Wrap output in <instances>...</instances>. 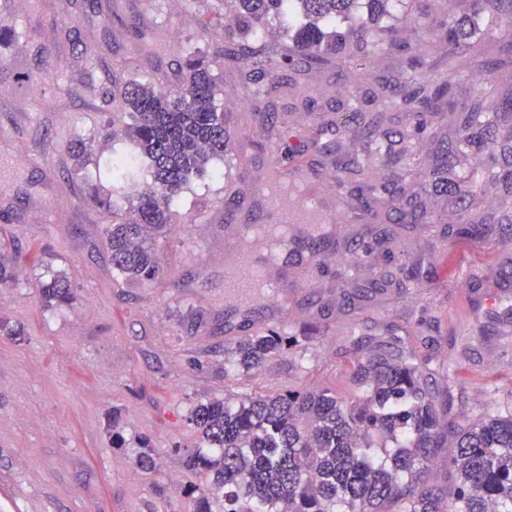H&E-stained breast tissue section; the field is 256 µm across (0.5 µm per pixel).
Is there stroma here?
<instances>
[{
    "label": "stroma",
    "instance_id": "obj_1",
    "mask_svg": "<svg viewBox=\"0 0 512 512\" xmlns=\"http://www.w3.org/2000/svg\"><path fill=\"white\" fill-rule=\"evenodd\" d=\"M440 0H390V11L409 16L394 44L379 52L375 67L358 73L345 65L282 70L271 98L255 95L240 81L237 64L226 62L211 42L225 26L222 0H0V237L11 281L0 284V512H25L41 498L45 512H192L184 493L193 476L186 449L198 446L189 410L208 398L274 393L288 385L320 386L353 396L347 364L353 354L346 336L390 338L394 347L438 363L465 351L455 383L444 373L428 378L434 396L452 387L448 410L456 420L496 414L512 407V295L499 289L512 272V245L493 248L457 240L444 249L442 224H389L385 231L399 264L413 272L409 290L389 283L383 266L362 264L345 275L353 253L345 244L366 236L363 223L340 225L320 247L305 236L294 243L307 251L306 264L288 266L294 292L289 309L296 321L284 331L307 334L303 346L241 372L224 366V351L250 335L239 309L224 296V208L241 223L275 225L277 215L249 189L267 173L273 150L311 152L309 132L337 143V161H360L364 175L342 190L349 210L364 202L444 213L439 161L459 114L443 108L432 134L409 136L404 113L389 103L410 75L408 49L435 74L447 71L446 41L436 24H415L438 13ZM457 16H474V43L483 51V74L460 73L453 81L457 102L469 101L478 83L501 127L512 129V67L501 60L512 40V17L475 11L455 0ZM212 52L231 137L206 175L172 204L173 226L157 242L160 274L133 288L113 276L106 218L85 199L94 183L110 187L108 163L129 144L109 140L112 130V65L131 61L164 85L180 81L178 63L188 50ZM353 85L374 97L386 118L374 136L336 137L339 110L348 108L340 89ZM275 105L286 121L267 137L260 118ZM94 151L76 165L77 143ZM461 191L475 190L480 212H497L512 193V162H499L494 176L470 186L468 166H457ZM480 271L475 283L458 266ZM57 271L75 289L71 306L40 303L37 284ZM128 441L112 446V427ZM155 450V467L136 469L139 442Z\"/></svg>",
    "mask_w": 512,
    "mask_h": 512
}]
</instances>
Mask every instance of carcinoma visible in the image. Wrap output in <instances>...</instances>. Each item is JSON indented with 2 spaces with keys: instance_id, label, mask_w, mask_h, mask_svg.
<instances>
[{
  "instance_id": "1",
  "label": "carcinoma",
  "mask_w": 512,
  "mask_h": 512,
  "mask_svg": "<svg viewBox=\"0 0 512 512\" xmlns=\"http://www.w3.org/2000/svg\"><path fill=\"white\" fill-rule=\"evenodd\" d=\"M389 0H224L235 17L220 38L224 56L236 59L251 78L262 64L267 79H279L283 66L336 59L357 69L369 63L386 42H393L398 18ZM286 16L287 43L278 53L259 57L252 38ZM471 32L463 18H448V76L439 80L413 74L399 94L414 134L432 133L433 117L443 101L453 103V76L472 67L459 57ZM182 83L171 94L135 73L126 62L112 65V140H128L148 161L156 191L130 200L139 177L138 164L112 154V193L91 187L90 199L109 219L105 228L115 276L132 287L149 284L159 274L155 237L172 221L171 203L213 160L224 156L229 116L213 60L194 50L180 63ZM384 119L377 112L362 122L355 108L336 123L343 133L368 135ZM490 136L485 155L475 160L472 183L496 165V146L512 152V131L502 133L490 119L480 95L461 109L459 125L441 167L471 155L475 130ZM474 195L460 198L446 215L413 214L394 207L388 224H446L448 245L466 238L484 242L498 236L512 241V219L495 228L477 217ZM364 254L371 264H391V248L378 242ZM43 302L69 306L74 300L69 277L58 272L40 287ZM299 337L270 329L247 336L224 354V362L247 372L273 356L299 346ZM462 362L448 365V385L441 400L425 388L433 373L429 361L385 350V343L353 363L350 381L360 391L345 398L328 387H288L237 401L211 399L191 407L188 420L204 447L189 448L186 467L201 479L185 494L194 512H512V411L448 423L451 384ZM456 438L447 448L448 434ZM448 472L429 486L423 476L443 451Z\"/></svg>"
}]
</instances>
